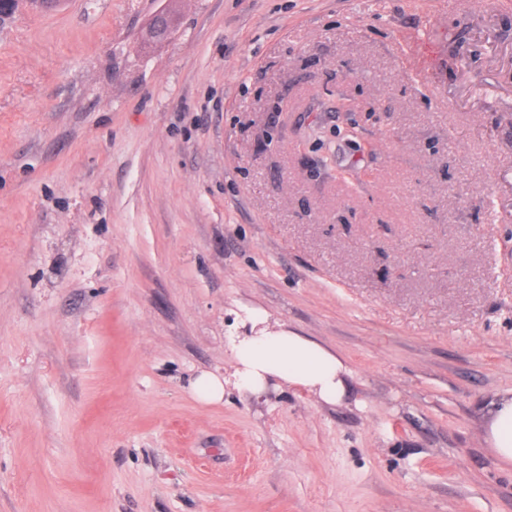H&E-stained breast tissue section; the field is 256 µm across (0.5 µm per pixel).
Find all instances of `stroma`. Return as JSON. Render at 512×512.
<instances>
[{"label":"stroma","instance_id":"1","mask_svg":"<svg viewBox=\"0 0 512 512\" xmlns=\"http://www.w3.org/2000/svg\"><path fill=\"white\" fill-rule=\"evenodd\" d=\"M249 309L345 398L240 389ZM511 390L512 6L0 23V512H512L481 428ZM224 375L203 372L192 383L196 397L207 403H218L224 399Z\"/></svg>","mask_w":512,"mask_h":512}]
</instances>
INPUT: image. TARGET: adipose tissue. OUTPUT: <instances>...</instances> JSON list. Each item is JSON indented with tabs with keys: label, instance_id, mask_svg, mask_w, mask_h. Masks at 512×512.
Returning a JSON list of instances; mask_svg holds the SVG:
<instances>
[{
	"label": "adipose tissue",
	"instance_id": "1",
	"mask_svg": "<svg viewBox=\"0 0 512 512\" xmlns=\"http://www.w3.org/2000/svg\"><path fill=\"white\" fill-rule=\"evenodd\" d=\"M250 329L233 337L230 349L237 384L259 395L277 378L301 388L323 403L339 402L351 371L342 357L296 332L271 328L259 310L247 313ZM484 438L501 466L512 467V391L491 402L484 417Z\"/></svg>",
	"mask_w": 512,
	"mask_h": 512
}]
</instances>
